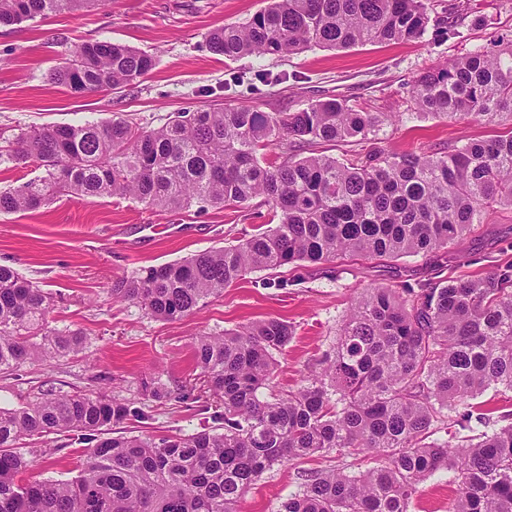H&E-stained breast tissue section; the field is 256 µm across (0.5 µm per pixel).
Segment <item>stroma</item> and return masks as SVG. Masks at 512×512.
<instances>
[{
    "mask_svg": "<svg viewBox=\"0 0 512 512\" xmlns=\"http://www.w3.org/2000/svg\"><path fill=\"white\" fill-rule=\"evenodd\" d=\"M269 0H105L74 13L0 27V138L18 129L81 124L115 115L147 127L174 112L250 105L264 112H294L337 95L366 112L398 113L384 123L380 147L394 152L462 145L492 134L493 125L473 119L421 116L411 85L425 70L477 50L512 42V0H425L430 22L423 35L401 43L348 49H310L282 58L212 54L208 34L241 23ZM110 40L151 54L155 65L130 86L77 95L53 84L75 44ZM239 209L176 212L145 207L131 198L62 197L35 213L0 212V264L16 269L52 296L49 325L77 330L83 345L53 366L27 365L0 373V408L19 407L32 387L61 391L91 388L139 398V381L157 373L164 382L193 378L196 339L279 317L295 335L277 357L274 386L297 387L306 367L335 344L354 300L365 289L391 287L425 271L424 256L396 260L345 258L333 272L315 265L257 271L209 299L197 313L162 321L136 304L112 298L117 279L214 247L235 243L260 224ZM144 224L161 225L143 238ZM512 263V210L502 209L475 225L457 272L484 274ZM201 399L150 402V418L127 423L136 434L194 433L212 420ZM56 436L36 440L38 478L66 479L85 447L58 448ZM369 456H316L294 460L263 475L239 505L240 512H275L297 491L309 469L367 468ZM458 491L453 471L441 470L420 484L409 512H449Z\"/></svg>",
    "mask_w": 512,
    "mask_h": 512,
    "instance_id": "1",
    "label": "stroma"
}]
</instances>
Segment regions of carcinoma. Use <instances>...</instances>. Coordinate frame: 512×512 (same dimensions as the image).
Segmentation results:
<instances>
[{
	"instance_id": "1",
	"label": "carcinoma",
	"mask_w": 512,
	"mask_h": 512,
	"mask_svg": "<svg viewBox=\"0 0 512 512\" xmlns=\"http://www.w3.org/2000/svg\"><path fill=\"white\" fill-rule=\"evenodd\" d=\"M99 3L0 0V26ZM428 23L424 0H272L246 22L211 31L208 47L228 59L285 56L409 41ZM153 66L134 47L91 40L50 80L93 93L128 86ZM412 97L434 117L509 129L461 146L388 152L373 142L380 114L330 97L295 112H174L156 128L121 117L54 124L0 145V165L41 170L0 189V212L36 211L61 196H129L170 211L247 209L262 199L278 223L113 283L112 298L160 320L196 312L257 271L354 255L431 257L424 278L358 297L336 347L292 390L271 389L275 355L294 336L287 321L200 335V379L223 405L208 430L108 437L114 426L148 419L145 406L34 388L20 407L0 409V512H238L264 473L332 453L376 454L385 463L305 471L276 512H409L419 484L440 470L458 474L449 512H512V416L474 403L488 390H512V264L477 277L444 275L474 225L512 208V45L423 72ZM329 142L365 148L347 161L313 152ZM49 308L48 293L0 264V371L49 366L82 345L81 333L49 326ZM140 387L153 400L195 391L158 375ZM50 434L87 445L86 453L66 480L29 479L28 440Z\"/></svg>"
}]
</instances>
